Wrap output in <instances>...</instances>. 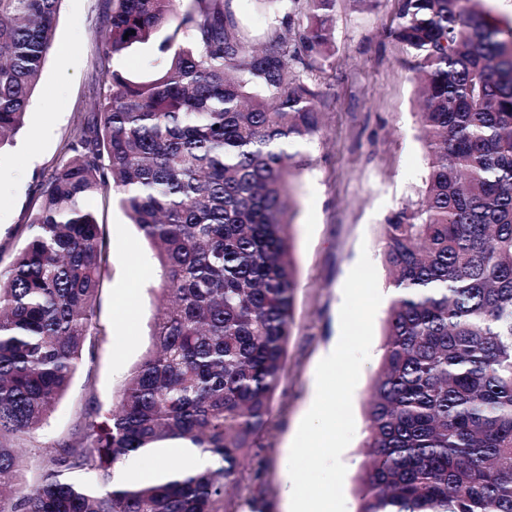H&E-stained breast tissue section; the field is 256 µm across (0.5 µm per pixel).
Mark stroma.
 Listing matches in <instances>:
<instances>
[{
    "label": "stroma",
    "mask_w": 512,
    "mask_h": 512,
    "mask_svg": "<svg viewBox=\"0 0 512 512\" xmlns=\"http://www.w3.org/2000/svg\"><path fill=\"white\" fill-rule=\"evenodd\" d=\"M106 0H62L52 47L32 94L23 133L0 153V270L27 242L30 204L48 170L59 163L69 132L92 108L93 64L101 48ZM245 41L268 46L270 29L288 12L286 0H229ZM397 0H336L333 49L320 75V134L307 149L309 164L296 177L293 255L297 266L295 322L283 375L255 456L229 498L230 512H249L260 494L264 512H286L282 482L287 448L307 409L321 354L340 336L343 285L368 253L380 292L388 274L380 254L381 226L421 195L425 172L417 114L422 95L392 35ZM166 56L156 45L114 56L126 77L157 74ZM93 206L109 243V262L95 303L100 328L69 387L44 426L25 437L23 483L39 481L38 459L70 436L89 400L102 409L152 345L150 323L161 303L155 251L112 198ZM378 357L363 364L353 393L355 434L342 455L346 512H356L357 476L366 460L365 411Z\"/></svg>",
    "instance_id": "1"
}]
</instances>
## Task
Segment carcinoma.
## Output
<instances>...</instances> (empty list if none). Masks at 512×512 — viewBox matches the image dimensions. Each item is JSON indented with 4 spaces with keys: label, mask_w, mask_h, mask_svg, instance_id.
Segmentation results:
<instances>
[{
    "label": "carcinoma",
    "mask_w": 512,
    "mask_h": 512,
    "mask_svg": "<svg viewBox=\"0 0 512 512\" xmlns=\"http://www.w3.org/2000/svg\"><path fill=\"white\" fill-rule=\"evenodd\" d=\"M250 48L224 0H109L93 110L31 202L0 274V512H227L281 381L298 288L293 180L321 130L336 0H290ZM482 0H398L393 31L426 95L421 198L381 228L395 290L366 412L357 512H512V27ZM61 0H0V150L24 127ZM134 81L114 55L151 43ZM183 40H177L178 35ZM113 191L157 251L151 348L107 411L91 401L24 486L39 430L96 329L109 261L92 201ZM167 440L210 458L164 482L69 481ZM175 24L158 34L153 44L128 49L113 57L112 69L131 79H144L157 74L166 63V54L158 52L157 46L167 35L172 34Z\"/></svg>",
    "instance_id": "1"
}]
</instances>
